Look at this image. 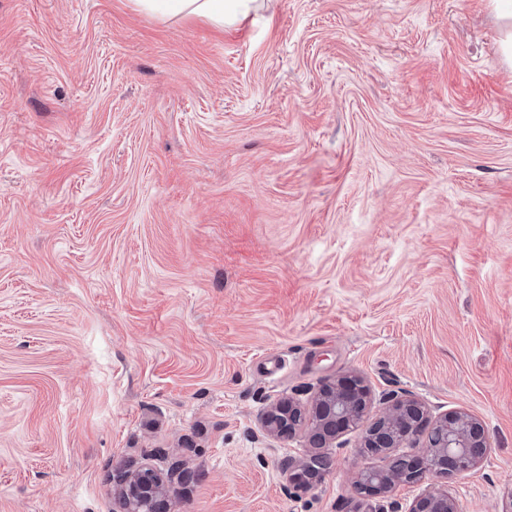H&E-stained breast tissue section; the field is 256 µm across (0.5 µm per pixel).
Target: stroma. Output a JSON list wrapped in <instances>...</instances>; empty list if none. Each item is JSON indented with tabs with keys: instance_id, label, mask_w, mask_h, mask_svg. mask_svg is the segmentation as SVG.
<instances>
[{
	"instance_id": "stroma-1",
	"label": "stroma",
	"mask_w": 512,
	"mask_h": 512,
	"mask_svg": "<svg viewBox=\"0 0 512 512\" xmlns=\"http://www.w3.org/2000/svg\"><path fill=\"white\" fill-rule=\"evenodd\" d=\"M489 0H260L220 30L131 0H0V512H376L355 433L309 489L267 410L357 375L490 447L512 506V68ZM124 512H165V485L149 466L120 472Z\"/></svg>"
}]
</instances>
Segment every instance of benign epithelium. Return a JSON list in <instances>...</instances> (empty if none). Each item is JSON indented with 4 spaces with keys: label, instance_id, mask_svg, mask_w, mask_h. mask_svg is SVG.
<instances>
[{
    "label": "benign epithelium",
    "instance_id": "benign-epithelium-1",
    "mask_svg": "<svg viewBox=\"0 0 512 512\" xmlns=\"http://www.w3.org/2000/svg\"><path fill=\"white\" fill-rule=\"evenodd\" d=\"M368 401L369 390L361 380L329 379L315 391L308 408L288 400L268 412L265 425L270 433L286 441L305 424L309 443L316 449L309 461L288 467V482L306 488L311 479L326 475L330 470L328 449L345 430L358 433L359 447L383 452L415 439L425 427L428 433L421 459L399 457L384 470L363 468L356 474V483L381 494L427 473L436 488L414 499L406 512H460L456 499L448 492V476L467 473L480 464L490 440L485 425L460 410L450 411L430 425L425 407L409 395L388 400L371 426L361 429L359 422ZM119 478L123 512H165V485L151 467L124 471Z\"/></svg>",
    "mask_w": 512,
    "mask_h": 512
}]
</instances>
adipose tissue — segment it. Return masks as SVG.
<instances>
[{"label":"adipose tissue","instance_id":"obj_1","mask_svg":"<svg viewBox=\"0 0 512 512\" xmlns=\"http://www.w3.org/2000/svg\"><path fill=\"white\" fill-rule=\"evenodd\" d=\"M135 7L161 19L199 18L217 28H231L258 7V0H134Z\"/></svg>","mask_w":512,"mask_h":512}]
</instances>
